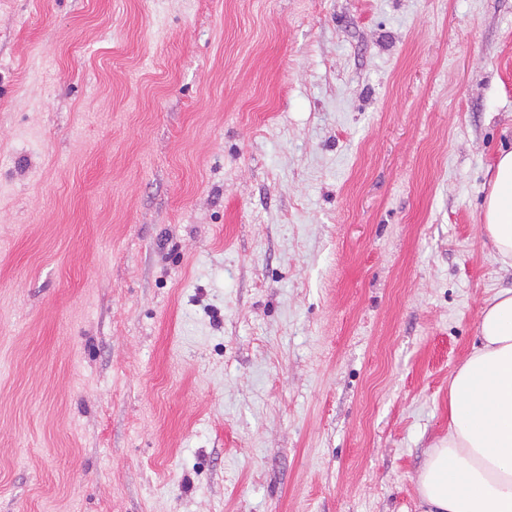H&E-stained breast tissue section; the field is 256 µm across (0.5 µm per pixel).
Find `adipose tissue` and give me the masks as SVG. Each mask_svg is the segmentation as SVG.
I'll use <instances>...</instances> for the list:
<instances>
[{
    "label": "adipose tissue",
    "instance_id": "obj_1",
    "mask_svg": "<svg viewBox=\"0 0 512 512\" xmlns=\"http://www.w3.org/2000/svg\"><path fill=\"white\" fill-rule=\"evenodd\" d=\"M483 232L512 268V150L493 166ZM423 512H512V289L489 296L479 342L448 385V433L417 481Z\"/></svg>",
    "mask_w": 512,
    "mask_h": 512
}]
</instances>
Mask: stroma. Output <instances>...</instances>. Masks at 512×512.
<instances>
[{
    "label": "stroma",
    "instance_id": "35a3bbf8",
    "mask_svg": "<svg viewBox=\"0 0 512 512\" xmlns=\"http://www.w3.org/2000/svg\"><path fill=\"white\" fill-rule=\"evenodd\" d=\"M504 149L512 0H0V512H417Z\"/></svg>",
    "mask_w": 512,
    "mask_h": 512
}]
</instances>
